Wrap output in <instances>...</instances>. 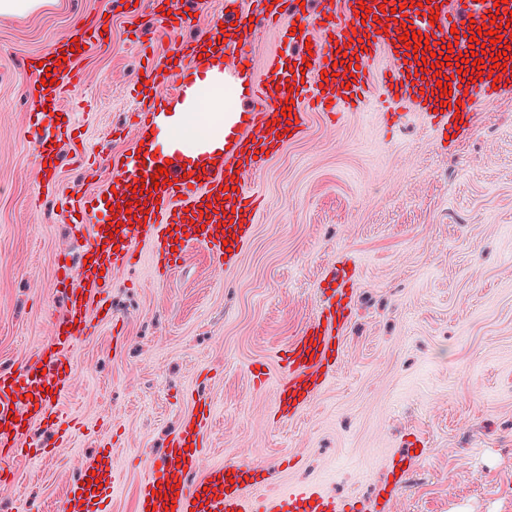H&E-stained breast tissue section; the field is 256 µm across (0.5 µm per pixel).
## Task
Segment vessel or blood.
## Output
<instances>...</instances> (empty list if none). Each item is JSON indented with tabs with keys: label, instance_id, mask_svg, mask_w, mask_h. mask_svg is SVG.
Instances as JSON below:
<instances>
[{
	"label": "vessel or blood",
	"instance_id": "b4317fda",
	"mask_svg": "<svg viewBox=\"0 0 512 512\" xmlns=\"http://www.w3.org/2000/svg\"><path fill=\"white\" fill-rule=\"evenodd\" d=\"M257 3L254 13H229L226 21L260 29L301 13L298 0ZM385 10L391 17L384 21L380 15ZM498 15H512V0H480L477 9L462 11L451 10L447 0H427L420 6L414 0H335L334 18L321 27L318 36L304 30L290 35L297 51L285 60L271 57L261 72L249 66L253 44L228 39L225 51L246 66L250 103L244 111L224 115L222 161L197 178L186 176L178 166H168L165 181L157 185L152 182L155 167L134 173L130 156L115 165L116 178L125 184L144 183L143 192H129L130 209L111 208L106 222L93 225L84 260L71 274L65 291L66 318L19 368H0V474L11 472L28 426L49 420L57 399L69 388L70 348L94 336L91 312L104 307L105 286L115 272L135 266L147 249L157 276L167 277L191 244L205 246L225 268H234L261 206L248 189L260 163L306 133L311 111L359 107L371 83H378L401 106L421 112L438 139L452 146L466 139L475 130L477 105L512 98V27L501 28L502 42L486 44L484 65L477 76L471 65H444V46L449 43L454 53L469 54L468 33L475 24ZM408 26L428 40L432 54L426 60L416 59L403 41ZM382 57L388 59V66L373 73L374 62ZM180 59L197 73L215 70L197 43L181 48ZM168 67V59H161L152 70V80L138 91L144 103L138 114L142 127L159 125L165 116L156 105L154 81ZM52 76L54 83L44 95L48 106L44 116L51 131L41 139L38 153L50 181L59 168L55 143L75 131L63 88L79 77L76 59L59 62ZM444 76L451 83L447 92L437 86L438 78ZM323 279L331 284L332 293L320 314L281 350L277 412L302 410L320 392L339 360L355 277L344 267L334 266ZM209 419L206 401L197 400L164 455L152 463L141 481L137 512H345L344 504L315 490L252 481L257 466L250 462L200 470ZM116 482L113 451L102 449L67 488L60 512H107Z\"/></svg>",
	"mask_w": 512,
	"mask_h": 512
}]
</instances>
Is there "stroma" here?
<instances>
[{
  "label": "stroma",
  "instance_id": "1",
  "mask_svg": "<svg viewBox=\"0 0 512 512\" xmlns=\"http://www.w3.org/2000/svg\"><path fill=\"white\" fill-rule=\"evenodd\" d=\"M139 2L134 13L123 0H41L0 14V365L18 367L66 314L60 281L87 233L57 208L111 195L115 159L140 140L131 114L145 60L213 37L225 0H184L181 24ZM93 28L103 40L68 96L81 134L58 144L49 186L28 131L37 62ZM252 184L265 206L232 271L192 245L167 279L147 257L113 276L112 314L74 346L60 404L80 428L53 458H15L0 512H58L106 443L120 472L108 512H136L139 482L199 392L213 411L201 468L275 466L281 486L377 512H512V99L479 112L450 149L413 114L387 132L373 100L335 122L315 112ZM336 262L357 276L340 362L306 411L273 421L277 351L321 307L319 277Z\"/></svg>",
  "mask_w": 512,
  "mask_h": 512
}]
</instances>
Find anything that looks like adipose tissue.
Segmentation results:
<instances>
[{
  "mask_svg": "<svg viewBox=\"0 0 512 512\" xmlns=\"http://www.w3.org/2000/svg\"><path fill=\"white\" fill-rule=\"evenodd\" d=\"M236 89L203 88L193 110L172 111L170 119L160 130H148L141 147L142 155H175L178 164L187 167H207L211 160L199 149L200 142L220 146L224 138V114L238 97Z\"/></svg>",
  "mask_w": 512,
  "mask_h": 512,
  "instance_id": "1",
  "label": "adipose tissue"
}]
</instances>
